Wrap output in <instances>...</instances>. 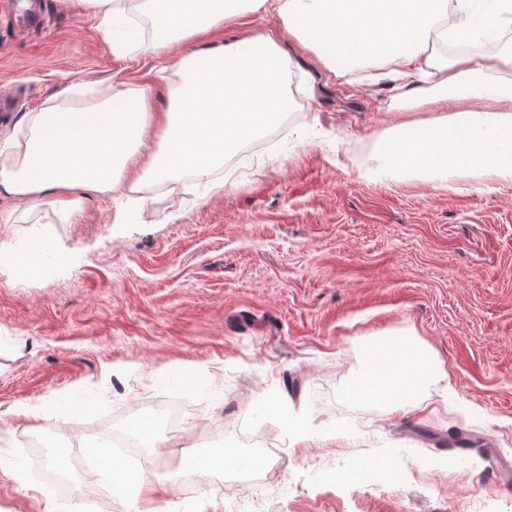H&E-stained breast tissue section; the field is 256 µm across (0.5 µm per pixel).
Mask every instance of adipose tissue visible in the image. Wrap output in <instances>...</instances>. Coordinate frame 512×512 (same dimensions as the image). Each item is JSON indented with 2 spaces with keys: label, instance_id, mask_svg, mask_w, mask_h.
I'll use <instances>...</instances> for the list:
<instances>
[{
  "label": "adipose tissue",
  "instance_id": "adipose-tissue-1",
  "mask_svg": "<svg viewBox=\"0 0 512 512\" xmlns=\"http://www.w3.org/2000/svg\"><path fill=\"white\" fill-rule=\"evenodd\" d=\"M101 18L112 52L162 58L174 44L249 14L273 13L277 27L182 56L166 108L145 84L100 108L48 110L19 117L0 153V197L47 201L75 214L84 191L120 182L140 192L190 174L214 182L225 156L266 131L289 108L291 60L285 41L314 52L339 81L369 65L387 70L405 108H428L427 122L398 125L371 157L374 172L446 188L474 173L512 178V0H146L150 32L131 0H78ZM496 41L489 56L465 51L476 38ZM460 44L455 53L447 43ZM161 141L136 172L152 128ZM151 148V147H150ZM441 369L416 340L395 335L371 347L347 390L372 407L416 405Z\"/></svg>",
  "mask_w": 512,
  "mask_h": 512
}]
</instances>
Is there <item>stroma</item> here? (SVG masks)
I'll return each instance as SVG.
<instances>
[{
  "label": "stroma",
  "instance_id": "stroma-1",
  "mask_svg": "<svg viewBox=\"0 0 512 512\" xmlns=\"http://www.w3.org/2000/svg\"><path fill=\"white\" fill-rule=\"evenodd\" d=\"M47 2L37 32L0 20V92L17 114L94 109L148 82L165 106L154 57L114 56L100 20ZM277 23L251 15L180 43L166 64ZM289 54L314 97L291 99L274 146L226 157L221 189L178 175L140 198L123 184L83 194L74 216L0 198V512H125L127 495L99 479L83 497L26 483L22 464L52 460L20 438L88 446L97 413L131 428L152 420L154 398L181 411L185 447L278 449L266 488L277 512H512V488L490 475L512 470V182L378 178L381 140L428 109L399 111L390 81L342 83L312 52ZM34 238L52 253L23 278L4 254ZM398 332L445 378L413 407L352 404L364 348ZM302 400L298 439L266 406ZM385 459L397 478L384 491L336 481ZM188 470L183 457L154 466L141 512H254L250 494L227 493L246 471L210 474L189 495Z\"/></svg>",
  "mask_w": 512,
  "mask_h": 512
}]
</instances>
